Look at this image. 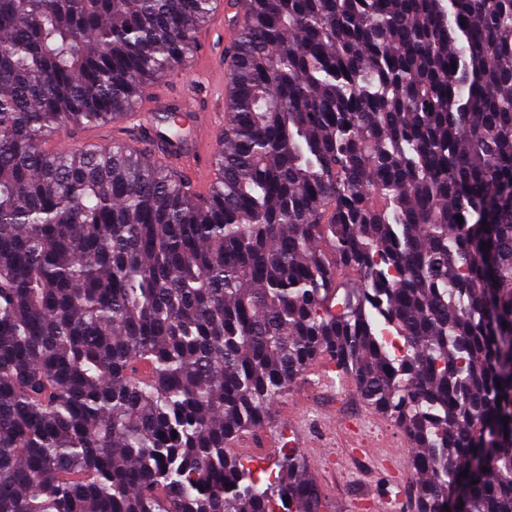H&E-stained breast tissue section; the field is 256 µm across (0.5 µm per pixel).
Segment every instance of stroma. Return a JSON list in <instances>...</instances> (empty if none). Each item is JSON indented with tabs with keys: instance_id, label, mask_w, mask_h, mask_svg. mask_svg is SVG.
Instances as JSON below:
<instances>
[{
	"instance_id": "1",
	"label": "stroma",
	"mask_w": 512,
	"mask_h": 512,
	"mask_svg": "<svg viewBox=\"0 0 512 512\" xmlns=\"http://www.w3.org/2000/svg\"><path fill=\"white\" fill-rule=\"evenodd\" d=\"M273 427L259 434H242L236 441L244 463L273 471L282 444L297 448L336 512H358L364 494H377L381 484H405L409 478V444L397 424L371 410L358 395L345 403L321 393L317 383L301 378L275 404ZM359 424L358 443L370 444L372 454L352 455L339 446L340 423ZM336 445L334 466L324 465V450Z\"/></svg>"
}]
</instances>
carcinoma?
Returning a JSON list of instances; mask_svg holds the SVG:
<instances>
[{
	"mask_svg": "<svg viewBox=\"0 0 512 512\" xmlns=\"http://www.w3.org/2000/svg\"><path fill=\"white\" fill-rule=\"evenodd\" d=\"M218 2L0 0V512H325L230 448L324 359L410 512H512V0L224 4L203 197L129 123ZM112 124L102 127H86L82 129H73L69 131L63 128L57 135L60 141V150H67L69 148H78V146L96 142L99 144L112 143Z\"/></svg>",
	"mask_w": 512,
	"mask_h": 512,
	"instance_id": "carcinoma-1",
	"label": "carcinoma"
}]
</instances>
